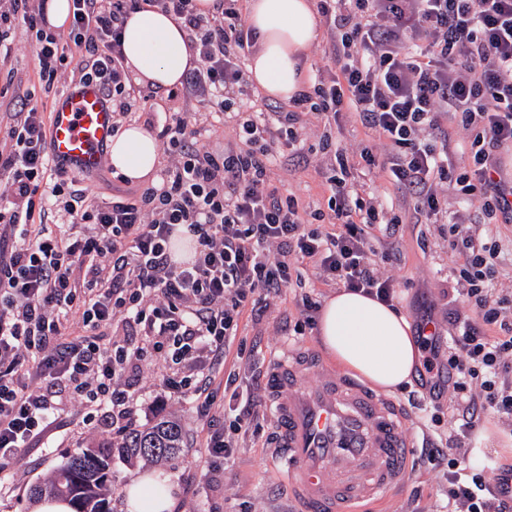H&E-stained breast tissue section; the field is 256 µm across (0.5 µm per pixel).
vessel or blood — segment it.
Masks as SVG:
<instances>
[{
	"label": "vessel or blood",
	"instance_id": "b4317fda",
	"mask_svg": "<svg viewBox=\"0 0 512 512\" xmlns=\"http://www.w3.org/2000/svg\"><path fill=\"white\" fill-rule=\"evenodd\" d=\"M112 108L98 83L59 93L50 112L47 151L70 173L98 171L112 139ZM277 414L275 462L298 512H360L367 498L387 500L410 474L415 440L407 410L318 350L286 349L267 375Z\"/></svg>",
	"mask_w": 512,
	"mask_h": 512
}]
</instances>
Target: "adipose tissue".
<instances>
[{"label": "adipose tissue", "mask_w": 512, "mask_h": 512, "mask_svg": "<svg viewBox=\"0 0 512 512\" xmlns=\"http://www.w3.org/2000/svg\"><path fill=\"white\" fill-rule=\"evenodd\" d=\"M249 23L258 48L247 69L269 95L291 98L304 81L302 58L318 36L313 0H250ZM125 63L138 82L164 90L182 81L192 66L181 21L153 9L130 15L123 29ZM156 138L138 125L123 128L109 144L115 173L131 181L151 177L159 165ZM319 337L338 364L381 390L392 392L410 382L421 350L405 315L378 300L347 290L325 300ZM148 476L125 488L127 512H170V492L154 494Z\"/></svg>", "instance_id": "ef3b65f1"}]
</instances>
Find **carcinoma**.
Here are the masks:
<instances>
[{
    "mask_svg": "<svg viewBox=\"0 0 512 512\" xmlns=\"http://www.w3.org/2000/svg\"><path fill=\"white\" fill-rule=\"evenodd\" d=\"M183 439L179 421L161 420L147 429L131 431L117 448H81L69 455L53 476L34 486L31 497L35 501L43 497L65 499L74 512H112V457L118 453L155 461L173 460Z\"/></svg>",
    "mask_w": 512,
    "mask_h": 512,
    "instance_id": "obj_1",
    "label": "carcinoma"
}]
</instances>
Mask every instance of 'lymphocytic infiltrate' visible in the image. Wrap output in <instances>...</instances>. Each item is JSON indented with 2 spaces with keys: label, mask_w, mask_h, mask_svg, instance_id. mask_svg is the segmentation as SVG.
I'll use <instances>...</instances> for the list:
<instances>
[{
  "label": "lymphocytic infiltrate",
  "mask_w": 512,
  "mask_h": 512,
  "mask_svg": "<svg viewBox=\"0 0 512 512\" xmlns=\"http://www.w3.org/2000/svg\"><path fill=\"white\" fill-rule=\"evenodd\" d=\"M46 0H0V95L15 82L7 62L24 22L38 65V90L10 95L0 115V469L20 459L57 421L62 401L99 413L125 435L123 376L134 351L104 346L114 322L140 329L167 359L193 363L195 378H169L162 390L196 397L209 416L213 367L234 342L244 312L261 315L256 295L280 293L298 265L324 280L385 304L395 281L375 267L374 229L396 239L401 219L365 202L345 179L330 178L327 211L307 212L268 181L274 146L293 143L304 114L328 120L354 114L389 149L364 148L368 168L388 174L404 203L432 219L449 193L476 203L483 218L512 222V186L498 180L496 154L512 148V0H319L330 32L328 75L309 80L288 103L242 119L231 104L250 96L241 65L257 44L242 0H72L67 32L50 27ZM155 8L179 18L198 60L183 95L241 127L249 149L207 150L199 121L181 112L157 116L150 87L133 84L122 51L130 14ZM95 81L117 115L145 113L169 165L157 183L103 199L82 178L55 167L46 152L47 116L39 93L67 73ZM469 133L467 163L455 173L452 125ZM334 229L321 232L318 222ZM467 216H455L449 246L460 255L448 338L415 326L422 387L449 393L457 432L479 414L512 422V298L494 296L497 245L477 242ZM195 245L176 261L178 229ZM454 448L423 456L448 463L453 512H512V469L462 465Z\"/></svg>",
  "instance_id": "1"
}]
</instances>
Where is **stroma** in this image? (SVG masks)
<instances>
[{
    "label": "stroma",
    "instance_id": "35a3bbf8",
    "mask_svg": "<svg viewBox=\"0 0 512 512\" xmlns=\"http://www.w3.org/2000/svg\"><path fill=\"white\" fill-rule=\"evenodd\" d=\"M298 135V147L310 151L309 164L294 166L287 152L275 150L269 179L283 193L300 197L313 211L327 207V179L337 164L338 154L352 157L366 146L378 154L385 150L383 140L349 114L330 126L320 116L307 115ZM352 184L365 201L393 207L403 219L395 259L384 260L386 239L383 235H376L372 242L381 256L379 270L392 276L398 284L397 307L409 322H416L428 313L440 326H447V290L455 283L458 260L448 246V223H416L413 213L398 203L385 173L360 169L354 172ZM476 235L481 241L494 242L500 247L497 273L491 282L494 294L512 293V223L480 224ZM336 291L335 284L319 278L316 270L308 266L302 271L301 285L268 296L267 310L261 320L244 314L234 340L235 347L241 348L242 353L229 355L225 364L216 367V380L212 385L214 405L207 418L198 414L192 400L166 399L161 394L163 377L188 376L189 365L166 363L157 358L153 350H146L137 369L125 380L137 426L142 429L163 417L177 418L185 430L184 446L177 458L159 465L141 459L113 458L112 512H126L124 488L129 481L158 470L174 488L173 512H290L289 497L278 493L283 481L270 467L274 454L271 442L276 430L274 415H267L257 431L235 432L233 416L227 410L229 397L224 392V382L228 373H235L239 389H252L259 398H266V387H254L253 381L265 379L268 369L282 355L289 327L302 320L303 296H311L321 303ZM424 395V390L413 382L395 393L400 401L416 402L408 420V428L415 438L426 435L439 446H447L456 405L442 400L440 421L434 424L419 407ZM84 416L82 407L64 404L59 420L51 426L41 447L31 449L22 460L0 472V512H35V503L29 498L30 487L50 477L76 449L106 443L119 445V438L113 437L111 430L92 429ZM212 422L223 428L225 437L234 443L231 464L206 460L202 440ZM487 431L493 433V443L481 442V435ZM457 446L460 456L473 465L487 456L512 464V426L494 414H484L472 433L458 440ZM412 458L414 468L399 494L382 509L376 504L364 503V512H448V482L443 468L423 460L417 452Z\"/></svg>",
    "mask_w": 512,
    "mask_h": 512
}]
</instances>
